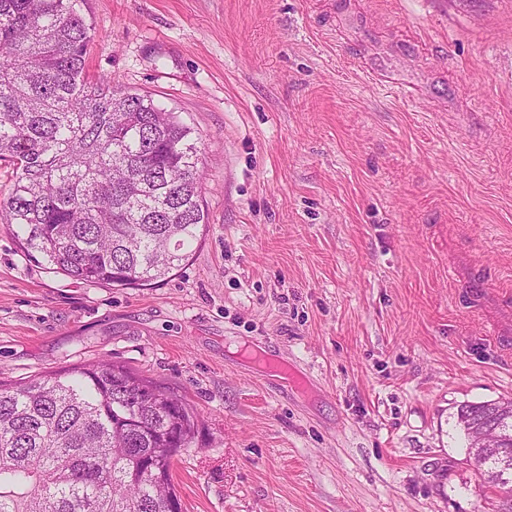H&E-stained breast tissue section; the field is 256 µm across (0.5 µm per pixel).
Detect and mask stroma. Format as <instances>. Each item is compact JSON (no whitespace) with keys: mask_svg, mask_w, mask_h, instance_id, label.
Returning <instances> with one entry per match:
<instances>
[{"mask_svg":"<svg viewBox=\"0 0 512 512\" xmlns=\"http://www.w3.org/2000/svg\"><path fill=\"white\" fill-rule=\"evenodd\" d=\"M84 11L89 76L193 127L208 225L131 288L0 228V379L106 357L183 395V512H512L457 423L512 399V0Z\"/></svg>","mask_w":512,"mask_h":512,"instance_id":"stroma-1","label":"stroma"}]
</instances>
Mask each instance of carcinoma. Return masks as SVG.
Here are the masks:
<instances>
[{"mask_svg": "<svg viewBox=\"0 0 512 512\" xmlns=\"http://www.w3.org/2000/svg\"><path fill=\"white\" fill-rule=\"evenodd\" d=\"M83 0H0V160L13 163L0 226L35 262L109 288L151 286L188 260L208 216L193 129L148 94L86 71L93 29ZM476 448L495 441L470 420L504 422L512 401L463 405ZM203 425L175 391L98 360L0 381V512H170L174 459ZM512 482V450L478 464Z\"/></svg>", "mask_w": 512, "mask_h": 512, "instance_id": "cac0c4a2", "label": "carcinoma"}]
</instances>
